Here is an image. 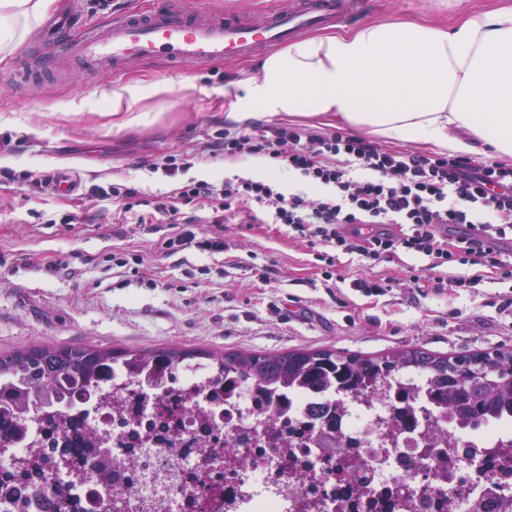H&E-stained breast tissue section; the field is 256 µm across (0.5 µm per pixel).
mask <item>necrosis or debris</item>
<instances>
[{"instance_id":"necrosis-or-debris-1","label":"necrosis or debris","mask_w":512,"mask_h":512,"mask_svg":"<svg viewBox=\"0 0 512 512\" xmlns=\"http://www.w3.org/2000/svg\"><path fill=\"white\" fill-rule=\"evenodd\" d=\"M210 374L187 371L183 384L198 396L197 409L175 402L141 408L129 396L126 411L111 410L105 401H90L78 409L76 420L101 428L112 450V484L126 490L124 512H200L208 503L212 512H501L504 498L512 496V469L477 468V452L512 443V430L487 428L463 433L448 449V467L430 478L434 458L421 456L416 435L390 439L386 423L392 416L386 398L364 402L346 400L336 428V442L355 447L363 472L336 470L333 449L311 444L292 455L269 447L267 414L258 412L250 388L244 387L224 404L206 397ZM37 417L26 423V436L0 450V471L14 459L40 446L55 444L78 457L69 438H48ZM237 448L225 450V440ZM248 449L250 465H242L238 449ZM363 477L359 495L346 490ZM429 484L426 504L404 499L405 488ZM45 493L72 497L76 512H106L109 495L99 483L79 471L47 473Z\"/></svg>"}]
</instances>
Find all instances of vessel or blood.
I'll list each match as a JSON object with an SVG mask.
<instances>
[{
  "label": "vessel or blood",
  "instance_id": "1",
  "mask_svg": "<svg viewBox=\"0 0 512 512\" xmlns=\"http://www.w3.org/2000/svg\"><path fill=\"white\" fill-rule=\"evenodd\" d=\"M364 6L365 0H280L266 13L234 17L189 7L186 0H157L145 13L116 18L104 32L60 15L47 24L40 53L27 63L37 69L70 57L93 70L116 72L161 57L176 66H208L352 23Z\"/></svg>",
  "mask_w": 512,
  "mask_h": 512
}]
</instances>
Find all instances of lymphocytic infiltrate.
<instances>
[{
  "label": "lymphocytic infiltrate",
  "mask_w": 512,
  "mask_h": 512,
  "mask_svg": "<svg viewBox=\"0 0 512 512\" xmlns=\"http://www.w3.org/2000/svg\"><path fill=\"white\" fill-rule=\"evenodd\" d=\"M228 156H262L297 173L305 187L285 191L272 178L206 180L182 187L156 212L174 223L169 253L220 252L225 218L258 221L270 214L289 234L316 246L324 281H332L339 255L381 262L397 253L426 257L429 269L450 264L487 265L512 280V262L501 260L494 241L512 237V165L436 153H409L368 138L316 134L299 124L270 129H227L209 145ZM319 194H309V187ZM210 202L215 233L198 234L181 208ZM384 225L368 234L364 225Z\"/></svg>",
  "instance_id": "f902f5d3"
}]
</instances>
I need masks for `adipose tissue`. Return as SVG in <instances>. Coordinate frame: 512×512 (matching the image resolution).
<instances>
[{"instance_id": "adipose-tissue-1", "label": "adipose tissue", "mask_w": 512, "mask_h": 512, "mask_svg": "<svg viewBox=\"0 0 512 512\" xmlns=\"http://www.w3.org/2000/svg\"><path fill=\"white\" fill-rule=\"evenodd\" d=\"M55 0H0V53L24 40ZM236 118L328 115L341 126L452 154L512 158V0L467 10L448 28L370 20L300 37L235 83Z\"/></svg>"}]
</instances>
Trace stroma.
<instances>
[{
    "label": "stroma",
    "mask_w": 512,
    "mask_h": 512,
    "mask_svg": "<svg viewBox=\"0 0 512 512\" xmlns=\"http://www.w3.org/2000/svg\"><path fill=\"white\" fill-rule=\"evenodd\" d=\"M153 0H60L94 29L114 15L144 9ZM496 0H370L363 20L408 18L445 27L471 8ZM32 31L24 44L0 54V354L32 346H96L148 351L166 347L220 353L279 354L332 349L381 356L422 347L438 356L463 351L512 352V282L488 266L427 271L426 259L398 254L361 265L344 255L336 285L326 286L307 244L280 224L224 223L227 249L167 254L168 219L138 223L156 202L190 179L219 182L254 177L248 157L212 154L219 130L271 126V119L224 116L242 63L170 68L147 62L120 74L68 69L28 87L10 78L24 50L39 46ZM192 78L204 94L152 97L149 85ZM141 86L134 111H112L113 86ZM187 160V172L169 178L152 172L169 156ZM76 174L80 188L63 196L47 184ZM137 190L139 206L101 200L95 188ZM140 255L113 266V252ZM269 265L270 281L252 278L251 260ZM480 276L473 288L439 289L436 278ZM393 281L385 295H364L355 277Z\"/></svg>",
    "instance_id": "obj_1"
}]
</instances>
